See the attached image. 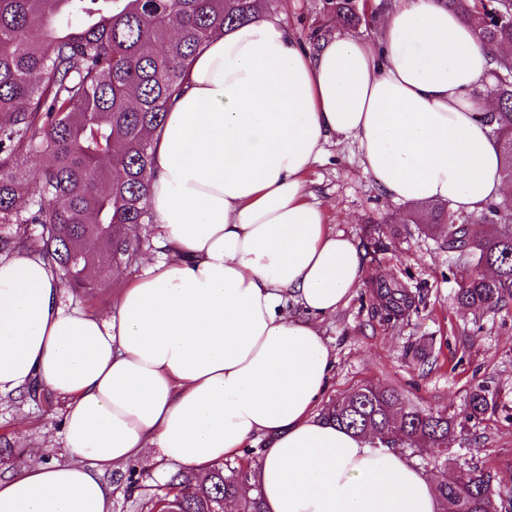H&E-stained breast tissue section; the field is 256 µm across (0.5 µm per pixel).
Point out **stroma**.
Returning a JSON list of instances; mask_svg holds the SVG:
<instances>
[{
    "instance_id": "obj_1",
    "label": "stroma",
    "mask_w": 512,
    "mask_h": 512,
    "mask_svg": "<svg viewBox=\"0 0 512 512\" xmlns=\"http://www.w3.org/2000/svg\"><path fill=\"white\" fill-rule=\"evenodd\" d=\"M322 3L270 0L268 10L283 13L289 30L305 43L321 22ZM306 183L325 206L329 224L350 237L366 259L362 285L345 307L320 324L336 357L329 401L372 383L398 389L422 410L451 414L474 386L488 383L497 394V412L479 420L468 434L451 438L447 460L424 469L450 478L457 465L477 466L495 474L497 497L512 496V303L480 314L458 308L455 295L467 270L455 264L440 240L404 220L407 205L380 191L364 169L356 142L327 144ZM381 280L400 282L415 294L418 307L404 321L393 323L378 313L371 292ZM64 413V400L53 394L38 406L1 393L0 439L34 449L35 459L49 464L72 462L62 438ZM168 472L150 451L105 471L112 512H134L127 476H135L137 491L144 494L163 484Z\"/></svg>"
}]
</instances>
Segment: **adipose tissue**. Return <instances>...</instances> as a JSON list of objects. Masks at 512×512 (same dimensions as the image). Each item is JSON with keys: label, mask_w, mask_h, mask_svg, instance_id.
I'll return each instance as SVG.
<instances>
[{"label": "adipose tissue", "mask_w": 512, "mask_h": 512, "mask_svg": "<svg viewBox=\"0 0 512 512\" xmlns=\"http://www.w3.org/2000/svg\"><path fill=\"white\" fill-rule=\"evenodd\" d=\"M493 67L443 0H396L373 40L336 30L315 50L263 11L212 36L155 135L149 207L180 261L145 262L99 316L64 306L38 255H0V394L63 398L75 458L0 481V512H112L108 468L151 449L203 474L256 441L264 512H438L417 464L318 412L335 364L318 323L366 268L305 175L342 137L391 201L511 198Z\"/></svg>", "instance_id": "ef3b65f1"}]
</instances>
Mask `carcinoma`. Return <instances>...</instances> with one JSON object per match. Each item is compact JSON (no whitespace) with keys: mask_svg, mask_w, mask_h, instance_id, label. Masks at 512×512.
<instances>
[{"mask_svg":"<svg viewBox=\"0 0 512 512\" xmlns=\"http://www.w3.org/2000/svg\"><path fill=\"white\" fill-rule=\"evenodd\" d=\"M263 0H0V252L41 255L64 287L89 293L93 274L110 277L137 263L130 227L152 222L153 142L180 94L189 67L217 31L243 23ZM462 19H479L476 37L494 50L512 43V0H444ZM356 28L367 21L356 0H325L323 17ZM499 106L493 135L502 176L512 182V58L497 59ZM35 172L36 190L26 188ZM410 221L443 238L471 268L458 290L474 312L512 301V210L488 202L476 215L446 203L410 210ZM381 314L399 321L417 308L399 282L377 285ZM497 409L484 384L468 394V421ZM325 418L355 433L375 432L383 448L425 458L448 444L455 417L420 410L396 389L367 384L330 404ZM27 451L0 448V465L20 467ZM251 470L233 456L206 477L178 470L164 486L134 499L136 512H214L228 499L237 512H263ZM495 475L458 466L438 485L441 512H512L492 500Z\"/></svg>","mask_w":512,"mask_h":512,"instance_id":"carcinoma-1","label":"carcinoma"}]
</instances>
